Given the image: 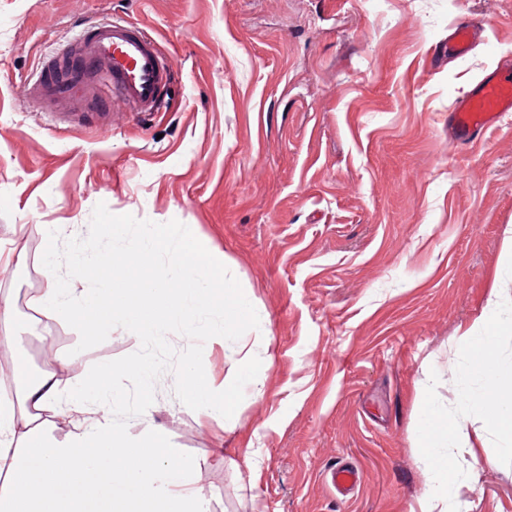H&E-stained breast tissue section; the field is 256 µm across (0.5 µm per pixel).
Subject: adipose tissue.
Masks as SVG:
<instances>
[{"label":"adipose tissue","mask_w":512,"mask_h":512,"mask_svg":"<svg viewBox=\"0 0 512 512\" xmlns=\"http://www.w3.org/2000/svg\"><path fill=\"white\" fill-rule=\"evenodd\" d=\"M512 332V318L478 320L461 337L463 357L484 373L491 392L505 395L503 412L490 424L512 437V390L497 375L492 333ZM15 392L0 397V512H209L195 487L194 461L177 458L165 427L146 422L142 439H131L112 421V403L93 400L89 387L61 401L53 372L35 376L29 359L14 361ZM80 415L79 430L60 441L41 425L42 417ZM461 418L437 416L425 427L419 446L424 474L434 487L419 512H449L448 492L464 465L479 466L476 446Z\"/></svg>","instance_id":"1"}]
</instances>
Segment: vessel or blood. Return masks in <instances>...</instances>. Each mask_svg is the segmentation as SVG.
<instances>
[{"label":"vessel or blood","mask_w":512,"mask_h":512,"mask_svg":"<svg viewBox=\"0 0 512 512\" xmlns=\"http://www.w3.org/2000/svg\"><path fill=\"white\" fill-rule=\"evenodd\" d=\"M481 22L463 21L448 36L442 55L457 59L473 47ZM172 69L156 40L141 26L125 22L88 24L72 47L66 64L42 70L30 83V103H50L66 112L112 97L129 111H159L172 81ZM512 112V59L502 58L471 91L458 98L448 115V129L459 142L495 126Z\"/></svg>","instance_id":"1"}]
</instances>
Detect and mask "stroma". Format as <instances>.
Returning <instances> with one entry per match:
<instances>
[{
  "mask_svg": "<svg viewBox=\"0 0 512 512\" xmlns=\"http://www.w3.org/2000/svg\"><path fill=\"white\" fill-rule=\"evenodd\" d=\"M137 23L175 75L149 116L120 101L64 121L26 107L41 64L88 21ZM483 23L462 59L448 32ZM512 57V0H0V294L9 352L36 358V322L74 352L69 391L134 333L78 351L40 318L49 231L85 237L95 205L192 225L265 319L243 339L261 360L231 423L156 384L151 419L198 464L210 512H410L430 494L418 442L433 412L466 413L486 443L454 486L458 512H512V455L460 352L463 332L512 307V113L465 146L448 111ZM434 382L432 406L419 404ZM476 410H467L470 402ZM258 451L257 474L236 468ZM354 464L349 495L326 481Z\"/></svg>",
  "mask_w": 512,
  "mask_h": 512,
  "instance_id": "35a3bbf8",
  "label": "stroma"
}]
</instances>
